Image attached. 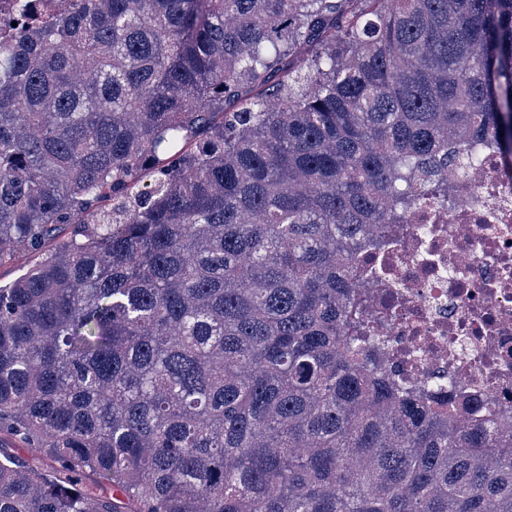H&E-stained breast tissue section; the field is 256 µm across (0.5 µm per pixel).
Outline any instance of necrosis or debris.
<instances>
[{
	"label": "necrosis or debris",
	"instance_id": "obj_1",
	"mask_svg": "<svg viewBox=\"0 0 512 512\" xmlns=\"http://www.w3.org/2000/svg\"><path fill=\"white\" fill-rule=\"evenodd\" d=\"M53 11V0H0V40ZM478 154L454 202L410 213L388 245L365 251L376 302L361 320L381 367L409 387L443 384L512 426V173L489 144Z\"/></svg>",
	"mask_w": 512,
	"mask_h": 512
}]
</instances>
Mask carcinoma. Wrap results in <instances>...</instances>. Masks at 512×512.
Returning a JSON list of instances; mask_svg holds the SVG:
<instances>
[{"mask_svg":"<svg viewBox=\"0 0 512 512\" xmlns=\"http://www.w3.org/2000/svg\"><path fill=\"white\" fill-rule=\"evenodd\" d=\"M512 154V0H65L0 44V512H512L492 407L381 371L359 257ZM33 452L26 462L8 450ZM36 257L26 252L20 251L15 259L0 266V283L1 285L9 284L24 274L27 268L34 263Z\"/></svg>","mask_w":512,"mask_h":512,"instance_id":"cac0c4a2","label":"carcinoma"}]
</instances>
